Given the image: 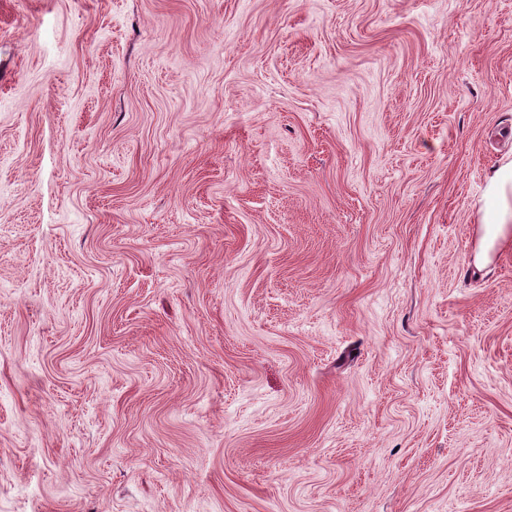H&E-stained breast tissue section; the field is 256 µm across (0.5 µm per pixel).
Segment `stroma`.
Returning <instances> with one entry per match:
<instances>
[{"label":"stroma","mask_w":512,"mask_h":512,"mask_svg":"<svg viewBox=\"0 0 512 512\" xmlns=\"http://www.w3.org/2000/svg\"><path fill=\"white\" fill-rule=\"evenodd\" d=\"M511 161L512 0H0V512H512ZM482 223L509 224L508 194L512 192V162L494 169L487 178Z\"/></svg>","instance_id":"35a3bbf8"}]
</instances>
